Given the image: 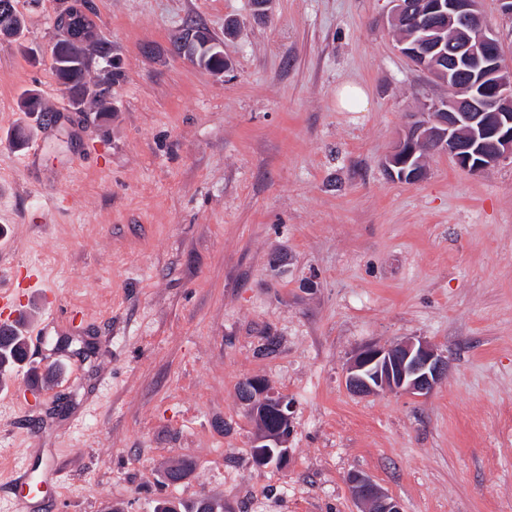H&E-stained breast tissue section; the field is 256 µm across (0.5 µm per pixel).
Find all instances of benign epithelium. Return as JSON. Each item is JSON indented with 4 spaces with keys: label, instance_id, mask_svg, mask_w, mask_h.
Returning a JSON list of instances; mask_svg holds the SVG:
<instances>
[{
    "label": "benign epithelium",
    "instance_id": "obj_1",
    "mask_svg": "<svg viewBox=\"0 0 512 512\" xmlns=\"http://www.w3.org/2000/svg\"><path fill=\"white\" fill-rule=\"evenodd\" d=\"M394 25L410 23L415 41L399 42L400 52L445 86L467 78L465 90L448 93L426 104L424 118L415 122L385 159L393 179L420 181L426 174L419 151L447 153L462 170L482 174L512 159V63L505 59L496 27L480 9V0H423L416 10L412 0H392ZM88 11L73 0L56 18L60 28L70 24L76 10ZM20 26L13 0H0V38H13ZM448 372V358L432 343L408 338L390 347L367 344L356 351L345 368V385L354 395L370 397L390 389L419 398L431 393ZM253 411L273 406L279 427L259 433L253 446L261 449L257 463L278 465L288 460L290 405L260 378H251L240 392ZM361 512H403L367 475L348 476Z\"/></svg>",
    "mask_w": 512,
    "mask_h": 512
}]
</instances>
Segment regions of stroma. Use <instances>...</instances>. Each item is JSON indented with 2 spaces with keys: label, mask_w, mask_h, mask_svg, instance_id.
<instances>
[{
  "label": "stroma",
  "mask_w": 512,
  "mask_h": 512,
  "mask_svg": "<svg viewBox=\"0 0 512 512\" xmlns=\"http://www.w3.org/2000/svg\"><path fill=\"white\" fill-rule=\"evenodd\" d=\"M91 4L122 59L110 112L71 109L51 68L64 0H16L23 37L0 41V271H43L24 328L52 331L26 365L49 349L62 369L22 406L25 370L0 385V512L22 448L38 512H360L354 471L403 512H512V159L472 175L434 152L421 181L389 177L448 93L399 53L390 0H272L265 21L250 0ZM191 20L228 73L174 53ZM345 84L365 111L337 108ZM408 337L448 357L428 396L347 390L358 348ZM251 377L292 405L286 466L253 459Z\"/></svg>",
  "instance_id": "35a3bbf8"
}]
</instances>
